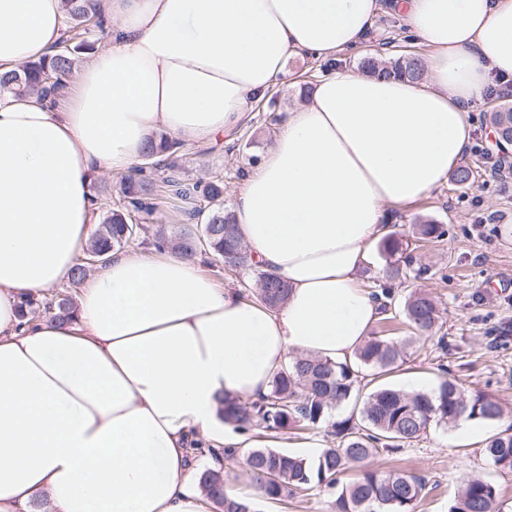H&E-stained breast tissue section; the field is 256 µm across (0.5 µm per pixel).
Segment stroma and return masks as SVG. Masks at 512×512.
I'll list each match as a JSON object with an SVG mask.
<instances>
[{
	"mask_svg": "<svg viewBox=\"0 0 512 512\" xmlns=\"http://www.w3.org/2000/svg\"><path fill=\"white\" fill-rule=\"evenodd\" d=\"M408 27L391 6H383L366 33L362 49L391 57L403 51ZM360 57L340 56L334 63L310 58L289 60L294 76L291 85L271 92L275 107L247 112L236 132L213 142H187L180 162L186 178L205 179L218 174L224 178V204L234 197L254 163L272 144L284 115L297 103L296 82H314L322 72L357 69ZM488 104L475 105L472 147L465 158L474 171V182L463 189L455 183L441 185L409 209L390 208L388 229L411 237L414 224L433 218L445 225L448 234L439 244L416 243L418 263L429 265L421 278L388 279V263L379 251H372L358 273L362 287L373 290L390 284L396 301L423 292L439 306V323L431 337L410 348L405 362L392 376L394 384L407 388H433L451 374L472 393L489 395L500 403L503 414L496 430L512 425V174L501 176L493 161L507 159L492 129L484 119ZM453 427L435 425L395 454L382 453L371 465L380 471H406L423 476L428 485L416 512H448L463 482L481 475L498 488L502 512H512V471L494 467L483 453L482 441L460 442ZM197 471L215 469L228 477L229 484L244 489L246 474L238 453L220 448H198L192 455ZM335 489L318 487L285 503L258 500V512H331Z\"/></svg>",
	"mask_w": 512,
	"mask_h": 512,
	"instance_id": "35a3bbf8",
	"label": "stroma"
}]
</instances>
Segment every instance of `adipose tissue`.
<instances>
[{
    "mask_svg": "<svg viewBox=\"0 0 512 512\" xmlns=\"http://www.w3.org/2000/svg\"><path fill=\"white\" fill-rule=\"evenodd\" d=\"M112 36L57 102L0 95V512H206L186 448H246L225 396L255 400L297 352L352 358L377 318L358 271L406 208L449 182L469 112L512 77V0H394L423 80L325 74L287 112L233 205L271 309L144 244L88 278L71 322L22 315L91 238V184L157 129L208 142L288 77L358 46L381 0H93ZM62 0H0V71L63 38Z\"/></svg>",
    "mask_w": 512,
    "mask_h": 512,
    "instance_id": "obj_1",
    "label": "adipose tissue"
}]
</instances>
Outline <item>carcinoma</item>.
I'll list each match as a JSON object with an SVG mask.
<instances>
[{
    "mask_svg": "<svg viewBox=\"0 0 512 512\" xmlns=\"http://www.w3.org/2000/svg\"><path fill=\"white\" fill-rule=\"evenodd\" d=\"M64 37L52 54L23 63L0 73V93L37 95L56 98L61 95L62 76L71 73L80 55L95 49V40L111 35L106 17L90 11L87 0H63ZM370 77L424 76V63L416 53H402L388 60L370 55L360 61ZM504 144H512V101L499 103L487 113ZM181 142L165 134L148 137L141 163L119 181V204L108 209L94 232L84 256L76 259L70 284L80 285L92 270L89 254L104 257L139 240L159 248H173L186 256L207 252L214 260L237 274L253 275L255 293L262 303L275 307L288 295V284L280 276L258 268L243 245L235 216L224 210V179L189 182L175 174L174 155ZM165 193L198 205L182 211L180 232L169 235L163 226L152 228L148 220L157 209L153 197ZM415 234L423 240H442L448 234L441 224L416 225ZM409 242L394 234L382 238L379 251L391 260L387 273L392 278H419L426 267H414L407 254ZM405 260H393L396 255ZM51 314L59 324L71 320L75 307L67 297L41 302L35 297L21 302L22 314L39 309ZM397 312L411 329L424 334L436 328L438 311L434 299L424 293L410 296ZM409 338L397 342L387 336L373 335L350 361L331 362L313 357H293L277 370L270 391L253 402L241 403L224 397V421L239 430L262 426L275 432L303 429L327 424L336 446L324 449L315 459L290 454L274 448H254L245 459L250 491L234 496L226 493V479L214 470L200 476V484L220 512H257V498L284 501L315 487L337 489L332 512H415L427 482L403 471L380 472L368 465L379 451L393 452L419 439L433 424H457L461 419L494 422L502 408L482 393H467L454 379L441 380L429 391L399 389L379 385L367 394L359 408L360 422L353 418L331 420L333 409L351 400L367 377L378 379L392 373L404 363ZM485 456L494 466L512 470V433L503 431L486 439ZM355 476L341 477L349 471ZM449 512H501L496 485L482 477L466 480Z\"/></svg>",
    "mask_w": 512,
    "mask_h": 512,
    "instance_id": "1",
    "label": "carcinoma"
}]
</instances>
